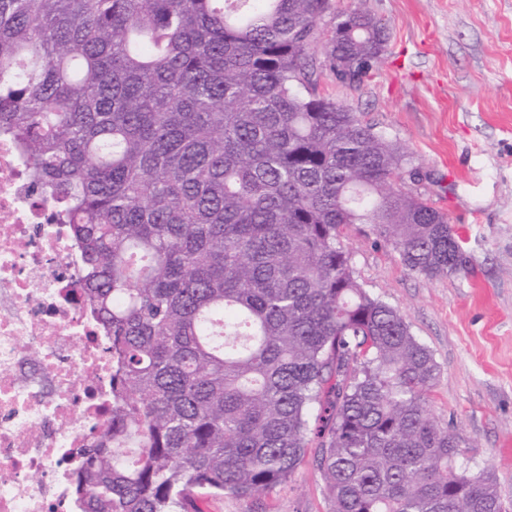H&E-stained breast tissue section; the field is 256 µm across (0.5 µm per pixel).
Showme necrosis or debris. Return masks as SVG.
Here are the masks:
<instances>
[{"label":"necrosis or debris","instance_id":"necrosis-or-debris-1","mask_svg":"<svg viewBox=\"0 0 512 512\" xmlns=\"http://www.w3.org/2000/svg\"><path fill=\"white\" fill-rule=\"evenodd\" d=\"M55 212L0 138V512H74L69 474L112 419V363Z\"/></svg>","mask_w":512,"mask_h":512}]
</instances>
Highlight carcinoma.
Returning a JSON list of instances; mask_svg holds the SVG:
<instances>
[{
	"instance_id": "1",
	"label": "carcinoma",
	"mask_w": 512,
	"mask_h": 512,
	"mask_svg": "<svg viewBox=\"0 0 512 512\" xmlns=\"http://www.w3.org/2000/svg\"><path fill=\"white\" fill-rule=\"evenodd\" d=\"M332 0H0V137L71 225L112 358L79 512H198L303 466L329 512H506L428 410L440 368L353 275L367 224L404 266L465 271L401 147L318 91L386 27ZM322 45L317 56L313 49Z\"/></svg>"
}]
</instances>
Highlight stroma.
Wrapping results in <instances>:
<instances>
[{"instance_id": "stroma-1", "label": "stroma", "mask_w": 512, "mask_h": 512, "mask_svg": "<svg viewBox=\"0 0 512 512\" xmlns=\"http://www.w3.org/2000/svg\"><path fill=\"white\" fill-rule=\"evenodd\" d=\"M382 19L384 58L359 88L323 74L319 91L397 141L423 178L412 184L463 239L464 273L409 271L362 226L344 245L355 278L398 309L440 375L431 413L461 440L473 471L512 506V0H333ZM199 512H328L323 483L302 467L251 500L196 492Z\"/></svg>"}]
</instances>
